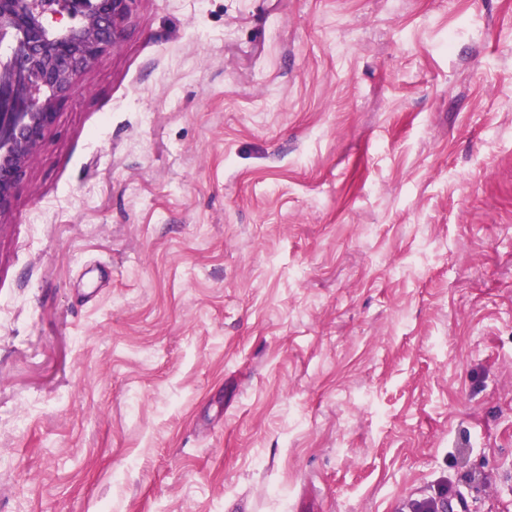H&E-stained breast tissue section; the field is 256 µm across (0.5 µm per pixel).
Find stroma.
<instances>
[{
    "mask_svg": "<svg viewBox=\"0 0 512 512\" xmlns=\"http://www.w3.org/2000/svg\"><path fill=\"white\" fill-rule=\"evenodd\" d=\"M460 495L512 512V0H136L0 219V512Z\"/></svg>",
    "mask_w": 512,
    "mask_h": 512,
    "instance_id": "obj_1",
    "label": "stroma"
}]
</instances>
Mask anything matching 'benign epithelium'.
<instances>
[{
    "mask_svg": "<svg viewBox=\"0 0 512 512\" xmlns=\"http://www.w3.org/2000/svg\"><path fill=\"white\" fill-rule=\"evenodd\" d=\"M75 25L49 29L41 0H0V40L12 36L0 67V218L11 208L17 181L55 123L59 104L80 77L119 45L136 0H64Z\"/></svg>",
    "mask_w": 512,
    "mask_h": 512,
    "instance_id": "benign-epithelium-1",
    "label": "benign epithelium"
}]
</instances>
